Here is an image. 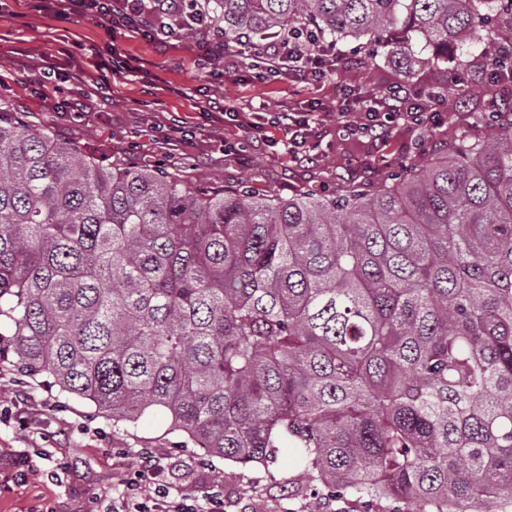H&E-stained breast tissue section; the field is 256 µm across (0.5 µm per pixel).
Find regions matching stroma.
I'll return each instance as SVG.
<instances>
[{
    "mask_svg": "<svg viewBox=\"0 0 512 512\" xmlns=\"http://www.w3.org/2000/svg\"><path fill=\"white\" fill-rule=\"evenodd\" d=\"M59 0L34 9L21 0H0V115L23 117L35 128L77 145L103 164L127 156L159 166L188 180L220 184L249 183L268 195L323 194L357 186L375 193L389 172L413 156L418 129L388 125L385 141L351 136L336 110L339 81L357 85L362 96L398 80L404 69L427 84L458 76L467 80L464 106L448 113V122L430 129L423 159L447 150L459 136L483 139L487 130L470 113L479 101L481 72L496 45L477 41L463 51L469 66L457 71L434 66L423 41L412 44L407 63L386 52L369 54L358 43L340 41L348 63L338 82L313 87L300 81L268 83L256 78L236 82L197 65V39L159 48L133 34L112 36L97 21L59 17ZM120 54L134 66L126 79L113 80L109 63ZM227 99L253 112L302 111L325 107L318 126L320 153L311 160L282 158L268 143L225 159V143L238 131L228 123L203 125L200 113L209 99ZM157 451L164 481L189 497L219 487L224 512H319L329 503L344 512L345 503L311 496L284 498L277 486L291 472L293 459L281 456L270 470L234 465L187 446L157 414L132 428L113 422L94 405L20 375L0 362V464L22 454L34 474L0 486V512H106L112 493L131 475L133 454Z\"/></svg>",
    "mask_w": 512,
    "mask_h": 512,
    "instance_id": "1",
    "label": "stroma"
}]
</instances>
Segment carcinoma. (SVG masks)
I'll return each instance as SVG.
<instances>
[{"instance_id":"obj_1","label":"carcinoma","mask_w":512,"mask_h":512,"mask_svg":"<svg viewBox=\"0 0 512 512\" xmlns=\"http://www.w3.org/2000/svg\"><path fill=\"white\" fill-rule=\"evenodd\" d=\"M434 64L512 0H205ZM375 194L194 182L0 117V354L137 427L392 512H512V111Z\"/></svg>"}]
</instances>
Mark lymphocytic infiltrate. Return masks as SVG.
I'll use <instances>...</instances> for the list:
<instances>
[{
    "label": "lymphocytic infiltrate",
    "instance_id": "1",
    "mask_svg": "<svg viewBox=\"0 0 512 512\" xmlns=\"http://www.w3.org/2000/svg\"><path fill=\"white\" fill-rule=\"evenodd\" d=\"M73 13L91 15L103 24H112L148 37L160 47L181 39L192 30L203 40L206 49L200 59L204 69L215 61L234 59L237 68L256 71L258 78L283 81L297 76L318 86L334 79L337 65L344 56L336 42L322 39L319 32L309 30L300 35L289 33L259 41L249 33L225 36L223 27L214 24L200 10L196 0H67ZM361 115L348 122L346 129L355 134L372 133L380 123L421 121L440 126L448 121V98L430 89H417L413 84L395 82L385 86L372 99L362 100ZM319 109L305 112H244L223 101H209L204 109L206 120H225L237 125L240 140L224 146L225 155L236 154L246 141L266 139L268 127L281 128V154L297 158L299 154L320 146L313 135L319 121ZM158 456L148 448L140 449L134 472L124 481L123 489L112 500V512H223L224 501L217 493L204 498L171 495L160 484Z\"/></svg>",
    "mask_w": 512,
    "mask_h": 512
}]
</instances>
